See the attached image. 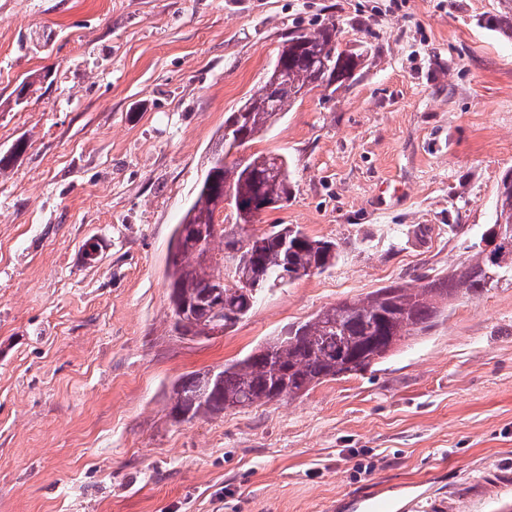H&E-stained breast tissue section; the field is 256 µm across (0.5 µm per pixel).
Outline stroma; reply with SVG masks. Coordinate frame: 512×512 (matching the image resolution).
I'll return each mask as SVG.
<instances>
[{"label": "stroma", "instance_id": "1", "mask_svg": "<svg viewBox=\"0 0 512 512\" xmlns=\"http://www.w3.org/2000/svg\"><path fill=\"white\" fill-rule=\"evenodd\" d=\"M499 0H0V512H410L512 503V284L454 301L372 371L178 422L185 374L345 298L460 264L512 170ZM23 17L20 26L9 24ZM339 23L355 81L247 147L289 160L263 214L327 271L223 335L171 327L173 232L290 34ZM38 91L16 100L29 74ZM99 238L96 260L83 246Z\"/></svg>", "mask_w": 512, "mask_h": 512}]
</instances>
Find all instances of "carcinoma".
Listing matches in <instances>:
<instances>
[{"mask_svg":"<svg viewBox=\"0 0 512 512\" xmlns=\"http://www.w3.org/2000/svg\"><path fill=\"white\" fill-rule=\"evenodd\" d=\"M501 5L493 27L512 38V0H501ZM340 35V27L331 22L288 36L279 50L282 75L276 86L264 83L241 105L243 111L224 119L240 145L278 122L302 98V89H338L354 80L360 55L342 48ZM323 55L332 57L325 69L320 66ZM224 155L223 149L213 155L173 235L169 299L173 325L184 336L212 328L215 279H229L223 291L224 327L230 328L268 291L313 269L321 273L339 257L336 242L310 237L298 225L275 224L260 234L249 231L265 204L281 208L288 203V161L254 154L243 166L228 165ZM228 193L235 230L226 234L215 214ZM218 241L223 248L217 253ZM494 270L489 253L478 243L446 275L418 276L414 288L394 282L363 298L324 307L214 374L182 376L173 386L170 413L177 421H190L275 399H296L324 382L366 372L376 365L375 356L386 357L406 338L431 331L452 302L488 292Z\"/></svg>","mask_w":512,"mask_h":512,"instance_id":"1","label":"carcinoma"}]
</instances>
